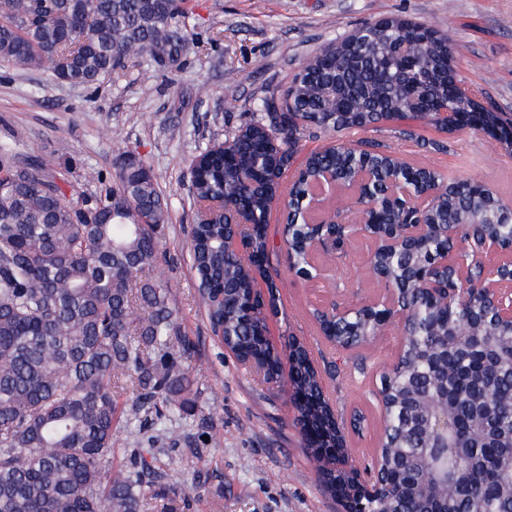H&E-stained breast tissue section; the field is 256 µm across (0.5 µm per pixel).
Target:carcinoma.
I'll use <instances>...</instances> for the list:
<instances>
[{"instance_id": "obj_1", "label": "carcinoma", "mask_w": 512, "mask_h": 512, "mask_svg": "<svg viewBox=\"0 0 512 512\" xmlns=\"http://www.w3.org/2000/svg\"><path fill=\"white\" fill-rule=\"evenodd\" d=\"M191 12L175 0H0V63L46 70L56 79L90 86L116 69L183 49L178 31ZM311 58L285 92L282 108L269 101L238 131L191 160L188 193L198 209L224 201L208 221L191 228L193 265L213 329L241 357L270 358L273 347L259 338L266 329L265 304L256 274L270 301L277 288L269 272L276 253L266 227L274 208L288 207L281 242L291 245L298 270L312 278L307 248L312 204L323 201L322 184L342 192L369 182L393 186L397 200L381 197L383 224H420L422 249L396 250L379 259L396 277L407 264L426 267L442 254L444 227L468 232L466 211L507 239L512 221L488 198L448 202V176L404 160L390 143L354 142L350 135L384 123H425L449 128L448 111L480 109L476 93L462 86L448 92V37L401 18L380 20L330 43ZM311 130L336 131L342 138L311 153L291 179L284 158L296 152ZM17 128L0 143V512H143L148 494L143 476L152 472L142 456L112 465V435L120 420L148 424L155 413L197 408V377L184 360L189 342L181 334L170 287L153 275L167 262L160 231L169 205L150 166L122 153L113 183L99 184L80 204L66 200L54 176L55 161H18ZM427 180L437 189L428 205L409 190ZM243 214L252 224L247 252L232 243V224ZM408 311L400 366L386 380L397 400L427 389L421 376L428 353L450 339L448 329L477 337L478 349L458 354L448 346V390L457 397L448 422L446 512H512V326L475 329L468 314L420 302L415 290L399 292ZM318 322L337 346L361 345L382 326L379 312L352 310L336 323L333 310ZM294 381L318 399V414L299 427L316 430L320 454L349 455L336 447L334 411L323 396L322 378L311 366L305 344H290ZM136 393L119 405L117 388ZM411 435L394 431L382 440L386 486L369 502L372 512H423L431 493L418 484L419 461L406 453ZM332 496L349 474L320 473Z\"/></svg>"}]
</instances>
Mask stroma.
I'll use <instances>...</instances> for the list:
<instances>
[{"mask_svg":"<svg viewBox=\"0 0 512 512\" xmlns=\"http://www.w3.org/2000/svg\"><path fill=\"white\" fill-rule=\"evenodd\" d=\"M193 26L177 64L148 60L118 69L91 88L56 80L43 70L0 67V141L27 131L19 159L54 156L67 198L82 203L96 192L84 174L111 178L121 152L152 169L169 203L170 221L161 245L170 261L159 268L171 286V301L191 343L186 361L198 376L200 398L192 413L170 421L177 444L161 453L155 469L158 491L178 512H341L322 489L308 458L295 412L279 387L227 353L214 336L200 303L191 268L190 228L196 206L186 186L189 163L223 139L225 129L250 122L262 99L282 102L302 66L336 37L386 17L426 24L448 36L455 76L475 90L484 108L512 118V0H187ZM265 66L257 70L254 59ZM208 85L209 97L196 94ZM237 86L236 112L224 110V88ZM419 141L401 144L409 162L443 171L452 179L480 182L512 201V154L485 135L445 132L417 125ZM447 143L444 152L432 142ZM370 240L354 237L336 261L304 281L286 257L275 260L277 310L267 325L278 350L289 337L307 343L344 421L352 460L374 457L383 435L377 389L383 367L396 360L402 337L396 330L353 349L332 347L315 320L317 309L375 298L382 290L368 273ZM366 420L350 424L353 410ZM220 436L203 444L204 432Z\"/></svg>","mask_w":512,"mask_h":512,"instance_id":"35a3bbf8","label":"stroma"}]
</instances>
